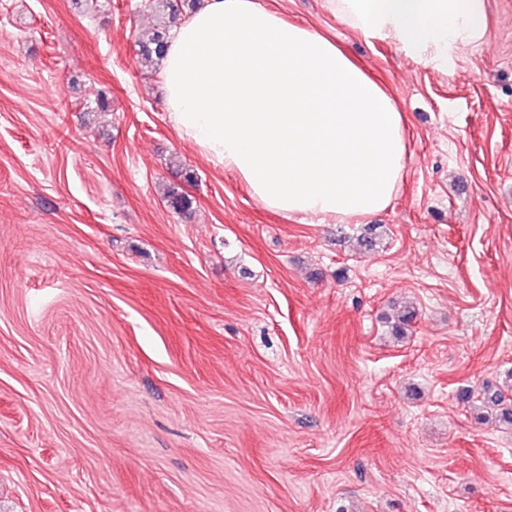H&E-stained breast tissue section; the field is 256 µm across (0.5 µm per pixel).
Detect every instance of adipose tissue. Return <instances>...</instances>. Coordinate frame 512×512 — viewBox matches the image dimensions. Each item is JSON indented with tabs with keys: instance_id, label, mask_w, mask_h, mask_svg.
<instances>
[{
	"instance_id": "ef3b65f1",
	"label": "adipose tissue",
	"mask_w": 512,
	"mask_h": 512,
	"mask_svg": "<svg viewBox=\"0 0 512 512\" xmlns=\"http://www.w3.org/2000/svg\"><path fill=\"white\" fill-rule=\"evenodd\" d=\"M370 39L445 72L483 41L487 0H330ZM178 136L288 217L344 223L384 210L406 121L387 90L319 31L263 0H204L160 62Z\"/></svg>"
}]
</instances>
